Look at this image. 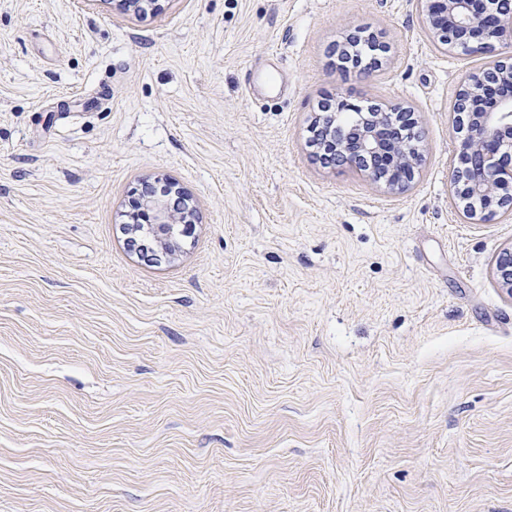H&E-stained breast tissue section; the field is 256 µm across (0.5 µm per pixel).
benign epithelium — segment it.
Returning a JSON list of instances; mask_svg holds the SVG:
<instances>
[{"mask_svg":"<svg viewBox=\"0 0 512 512\" xmlns=\"http://www.w3.org/2000/svg\"><path fill=\"white\" fill-rule=\"evenodd\" d=\"M422 25L440 47H458L466 55H498L512 47V12L485 8L486 0H416ZM355 104L338 99L321 105V119H335ZM452 129L458 135V161L450 184L469 223L490 222L512 211V166L504 157L512 154V57L473 74L460 89L452 106ZM406 110L384 105L367 114L346 136L338 125L326 129L345 163L375 182L404 190L415 178L419 153L411 144L394 142L391 125ZM183 201L182 215L193 218L190 200L173 183L157 187L146 205L154 242L161 243L168 227L177 223L172 199ZM494 275L512 296V245L496 255Z\"/></svg>","mask_w":512,"mask_h":512,"instance_id":"obj_1","label":"benign epithelium"}]
</instances>
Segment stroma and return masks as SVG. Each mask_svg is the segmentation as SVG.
I'll return each mask as SVG.
<instances>
[{
  "label": "stroma",
  "mask_w": 512,
  "mask_h": 512,
  "mask_svg": "<svg viewBox=\"0 0 512 512\" xmlns=\"http://www.w3.org/2000/svg\"><path fill=\"white\" fill-rule=\"evenodd\" d=\"M490 63L415 0H0V512H512V216L449 189ZM341 96L411 110L408 191L309 147ZM158 179L197 217L148 262ZM494 275L499 283L512 295V245L502 248L496 255Z\"/></svg>",
  "instance_id": "35a3bbf8"
}]
</instances>
